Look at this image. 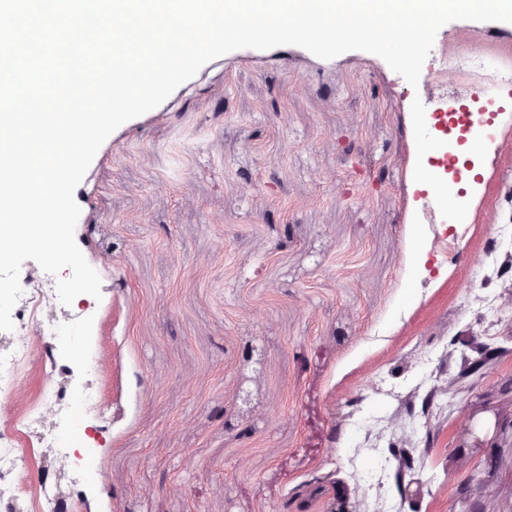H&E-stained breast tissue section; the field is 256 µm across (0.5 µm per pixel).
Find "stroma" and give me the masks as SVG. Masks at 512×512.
Here are the masks:
<instances>
[{
  "label": "stroma",
  "mask_w": 512,
  "mask_h": 512,
  "mask_svg": "<svg viewBox=\"0 0 512 512\" xmlns=\"http://www.w3.org/2000/svg\"><path fill=\"white\" fill-rule=\"evenodd\" d=\"M466 51L512 70V25L446 23L414 88L364 51L238 49L107 138L75 190L102 297L49 313L84 318L105 402L66 456L103 476L64 487L75 512H512V150L475 153L450 207L413 180V99L512 141V93L444 65ZM66 365L36 353L0 419L21 512L61 458L20 420ZM26 468V456L23 448H18L12 438L0 437V474L11 473Z\"/></svg>",
  "instance_id": "stroma-1"
}]
</instances>
